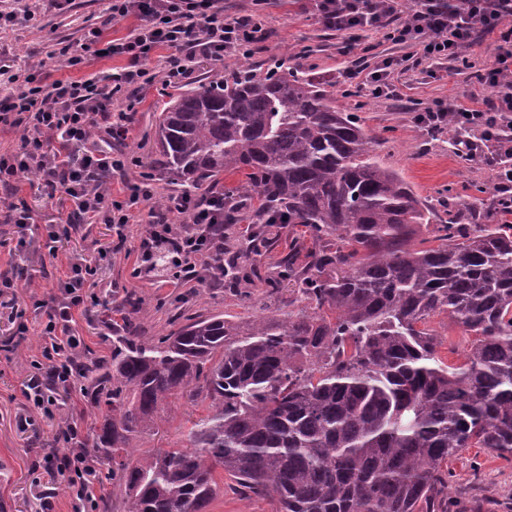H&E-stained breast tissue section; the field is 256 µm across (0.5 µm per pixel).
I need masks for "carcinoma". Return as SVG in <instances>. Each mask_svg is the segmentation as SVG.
I'll return each instance as SVG.
<instances>
[{"label": "carcinoma", "instance_id": "obj_1", "mask_svg": "<svg viewBox=\"0 0 512 512\" xmlns=\"http://www.w3.org/2000/svg\"><path fill=\"white\" fill-rule=\"evenodd\" d=\"M159 162L185 187L224 192V223L303 226L315 246L288 279L301 307L245 323L199 316L157 338L112 323V358L72 357L104 413L83 452L125 495L123 512H205L216 469L278 512H451V464L471 448L512 462V221L464 224L448 194L434 247L404 179L336 97L280 63H234L171 98ZM468 337L464 362L437 355L429 320ZM206 403L185 448L129 459L158 410Z\"/></svg>", "mask_w": 512, "mask_h": 512}]
</instances>
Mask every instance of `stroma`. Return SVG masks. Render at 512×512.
<instances>
[{
  "mask_svg": "<svg viewBox=\"0 0 512 512\" xmlns=\"http://www.w3.org/2000/svg\"><path fill=\"white\" fill-rule=\"evenodd\" d=\"M103 8V0H72L68 12L50 10L44 18L17 24L7 44L19 63L41 64L49 79L60 78L64 69L58 60L47 58V51L62 40L87 35L99 25ZM255 9L262 10L268 33L248 58L253 69L262 74L271 59L295 57L303 71L333 91L340 107L359 118L374 139L381 162L398 171L422 199L434 201L438 192L451 187L465 202L472 184L495 186L491 168L480 159L460 157L451 134L427 132L411 119L413 108L436 99L464 101L473 95L487 96L489 90L479 83L474 70L456 63L448 76L439 80L417 70L409 71L403 76L405 86L400 97L375 98L359 91V79L344 82L339 74L360 57L372 66L388 56H403L400 46L372 34L363 38L360 47L346 49L342 38L311 14L308 0H266L260 7L255 0H224V13L230 17ZM177 93V88L160 80L139 91L140 104L128 133L113 143L131 159L124 177L112 181L114 199H124L128 186L139 183L148 173L153 176L156 198L180 190L179 181L163 170L146 167L157 157L156 118ZM14 203L25 204L34 222L21 236L12 226L0 222V270H10L17 281L13 294L0 301V342L10 339L18 324L28 328L25 341L16 349L0 350V512H41L40 503L50 490L44 469L51 456L65 448L58 434L67 418H78L86 438L97 433L103 423L80 385L58 392L55 405L48 411L35 407L24 396L33 374L31 361L44 343L40 304L58 296L57 285L64 280L71 259L84 258L97 268L85 285L94 301L75 314L73 332L92 356L108 359L112 356L109 323L120 320L118 308L129 299L143 303L136 321L142 335L148 337L169 331L172 319L179 315L221 313L240 320L287 310L293 294L283 276V259L291 233L287 227L274 226L270 230L276 239L273 247L244 253L240 242L250 235V225L225 227L224 247L237 255L240 279L212 288L206 273L201 272L193 279L161 285L135 274L138 242L155 210L153 200L135 209L128 238L120 246L115 245L107 224H88L82 232L62 236L75 205L64 191L42 190L35 178H26L14 192L0 188V211ZM204 414L203 405L185 397L176 400L157 415L140 441L141 448L186 447L190 428ZM452 468L459 507L468 512L477 504L482 512H512V463L483 450L476 460L465 458L453 463ZM476 468L482 476L481 486L475 490L471 480ZM216 479L224 489L207 512H273L272 502L246 496L224 471H217Z\"/></svg>",
  "mask_w": 512,
  "mask_h": 512,
  "instance_id": "obj_1",
  "label": "stroma"
}]
</instances>
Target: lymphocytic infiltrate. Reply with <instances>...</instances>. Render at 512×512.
I'll return each mask as SVG.
<instances>
[{
    "mask_svg": "<svg viewBox=\"0 0 512 512\" xmlns=\"http://www.w3.org/2000/svg\"><path fill=\"white\" fill-rule=\"evenodd\" d=\"M315 16L335 30L347 45L358 44L363 33L383 34L394 44L416 50V61L440 67L460 61L494 94L453 103L437 99L416 109L415 125L427 129H462L459 153L481 156L492 168L500 194L498 210H512V0H311ZM138 25L126 35L102 41L105 29L128 17ZM264 18L254 13L226 17L224 0H107L99 27L80 46L64 44L50 57L64 68L79 70L89 57L124 58L127 66L105 76L46 81L38 66L20 70L16 58L0 50V124L21 129L19 148L0 154V185L17 187L35 175L47 189L64 186L82 215L112 225L124 235L133 206L151 199L150 188L130 186L122 200L112 197V177L124 173L128 157L114 150L134 104L114 110V97L129 86L146 87L156 79L178 86L197 57L216 61L252 49L264 36ZM494 35L489 63L475 66L467 51L477 36ZM164 214L153 215L139 239L140 275L159 282L195 273L199 261L224 251V194L199 196L180 193L167 197ZM96 270L86 262L71 264L60 288L61 300L50 306L42 335L50 339L26 397L49 407L57 389L68 388L74 366L67 353L81 339L69 335L73 312L85 307L84 285ZM45 472L50 483L62 486L73 512H95L97 475L85 455L68 451L56 457Z\"/></svg>",
    "mask_w": 512,
    "mask_h": 512,
    "instance_id": "lymphocytic-infiltrate-1",
    "label": "lymphocytic infiltrate"
}]
</instances>
